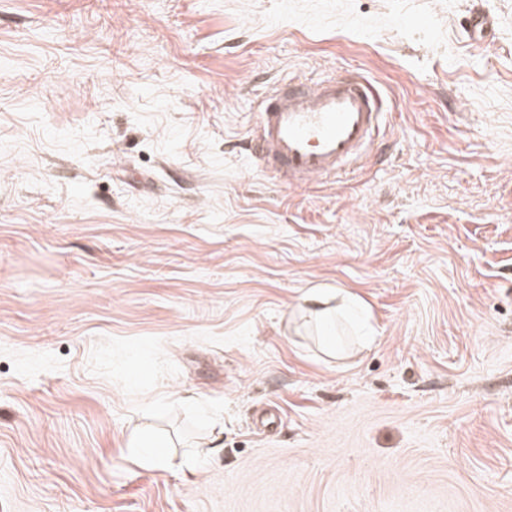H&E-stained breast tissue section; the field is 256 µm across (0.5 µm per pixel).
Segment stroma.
<instances>
[{"label":"stroma","instance_id":"35a3bbf8","mask_svg":"<svg viewBox=\"0 0 512 512\" xmlns=\"http://www.w3.org/2000/svg\"><path fill=\"white\" fill-rule=\"evenodd\" d=\"M348 69L380 157L272 182L256 98ZM0 512H512V0H0ZM466 28L471 39L484 40L493 36L495 20L485 12L470 11L466 17ZM338 298L342 303H350V295L339 288H311L307 291L303 303L309 311L320 316H328L335 313L336 307L330 304Z\"/></svg>","mask_w":512,"mask_h":512}]
</instances>
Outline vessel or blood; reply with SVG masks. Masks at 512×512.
Masks as SVG:
<instances>
[{"mask_svg": "<svg viewBox=\"0 0 512 512\" xmlns=\"http://www.w3.org/2000/svg\"><path fill=\"white\" fill-rule=\"evenodd\" d=\"M466 28L471 39L483 40L492 37L495 20L472 11ZM255 114L245 151L273 182L291 188L335 182L369 165L384 117L379 92L357 71L279 81Z\"/></svg>", "mask_w": 512, "mask_h": 512, "instance_id": "obj_1", "label": "vessel or blood"}]
</instances>
